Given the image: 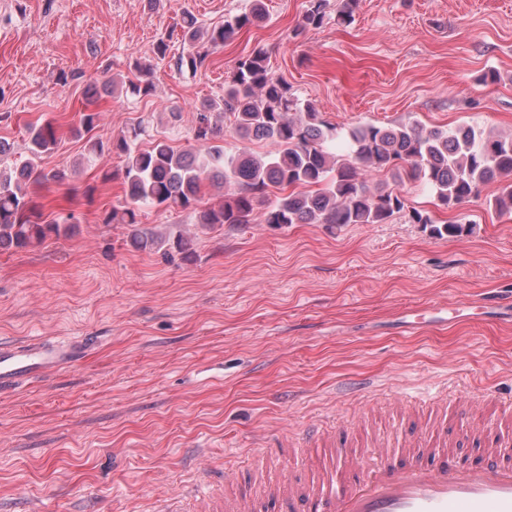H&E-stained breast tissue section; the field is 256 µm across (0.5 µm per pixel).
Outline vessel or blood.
I'll list each match as a JSON object with an SVG mask.
<instances>
[{
    "label": "vessel or blood",
    "instance_id": "vessel-or-blood-1",
    "mask_svg": "<svg viewBox=\"0 0 512 512\" xmlns=\"http://www.w3.org/2000/svg\"><path fill=\"white\" fill-rule=\"evenodd\" d=\"M94 336H51L0 340V390L32 385L49 373L75 365L97 344ZM448 413L437 410L427 430L397 446L367 449L362 473L337 482L343 449L325 448L322 427H306L292 447L280 439L262 446L259 461L272 476L262 485L238 484L225 494L231 476L223 463L209 464L191 491L156 512H255L259 495L275 500L278 512H512V458L495 436L477 454L449 444ZM311 454L316 478L292 481L283 466L289 455Z\"/></svg>",
    "mask_w": 512,
    "mask_h": 512
}]
</instances>
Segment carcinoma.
<instances>
[{"label": "carcinoma", "mask_w": 512, "mask_h": 512, "mask_svg": "<svg viewBox=\"0 0 512 512\" xmlns=\"http://www.w3.org/2000/svg\"><path fill=\"white\" fill-rule=\"evenodd\" d=\"M330 0H309L299 29L319 28L328 18ZM264 19L261 0L224 23L203 25L197 17L184 14L179 28L168 40L154 47L161 60L171 57L174 68L194 73L208 66L215 50L224 47L241 30ZM176 40L188 51L171 54L169 41ZM150 68L135 64L129 88L134 94L151 90ZM113 83L93 81L85 89L87 103L101 94L112 93ZM101 112L80 113L77 135L87 137L86 161L106 152L124 157L121 179L123 205L104 213V224L134 227V243L149 251L169 254L175 248L189 250L190 236L175 240L162 233L137 227L141 208L180 207L190 211L194 228L247 224L258 206H264L262 222L284 224H387L404 215L413 224L430 226V233L442 238L464 232L463 221L437 223L428 212L407 208L405 199L378 176L399 185L413 181L429 190L438 205L454 209L480 196L491 183L500 184L499 193L488 206L499 213H512V134L484 132L460 123L451 128H426L416 122L393 127L363 125L341 133L324 121L313 103L289 93L288 86L274 77L267 66L266 51L256 48L239 57L223 94L196 108L192 139L195 145L177 150L156 138L141 149L137 139L146 133L140 126L105 143L93 136ZM233 118L236 135L248 142H268L273 151L256 156L242 149L228 151L220 140L216 118ZM59 125L45 122L28 128L27 156L9 162L10 147L0 140V249H26L59 239L67 234V222L43 212L33 199L30 182L61 183L65 171L44 172L43 156L58 144ZM234 191L219 203L200 206L205 184ZM284 194L265 204L269 188Z\"/></svg>", "instance_id": "carcinoma-1"}]
</instances>
